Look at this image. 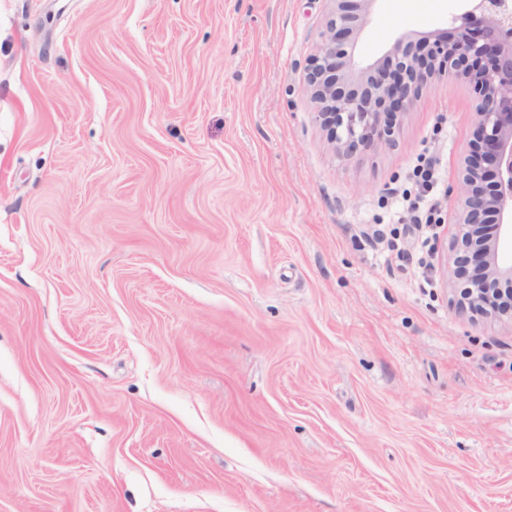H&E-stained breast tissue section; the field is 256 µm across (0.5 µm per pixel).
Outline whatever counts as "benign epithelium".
I'll return each instance as SVG.
<instances>
[{"label":"benign epithelium","instance_id":"obj_1","mask_svg":"<svg viewBox=\"0 0 512 512\" xmlns=\"http://www.w3.org/2000/svg\"><path fill=\"white\" fill-rule=\"evenodd\" d=\"M328 2L306 85L338 158L394 145L404 115L436 84L472 85L477 138L458 184L448 280L460 310L512 321V263L500 259L512 239V0H469L448 31L404 35L367 65L358 42L375 0Z\"/></svg>","mask_w":512,"mask_h":512}]
</instances>
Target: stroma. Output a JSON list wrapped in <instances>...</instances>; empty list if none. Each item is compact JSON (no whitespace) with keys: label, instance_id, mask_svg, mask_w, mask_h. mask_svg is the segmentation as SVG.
Listing matches in <instances>:
<instances>
[{"label":"stroma","instance_id":"stroma-1","mask_svg":"<svg viewBox=\"0 0 512 512\" xmlns=\"http://www.w3.org/2000/svg\"><path fill=\"white\" fill-rule=\"evenodd\" d=\"M326 9L0 0V512H512V323L446 275L477 98L340 161ZM464 10L375 0L360 59Z\"/></svg>","mask_w":512,"mask_h":512}]
</instances>
